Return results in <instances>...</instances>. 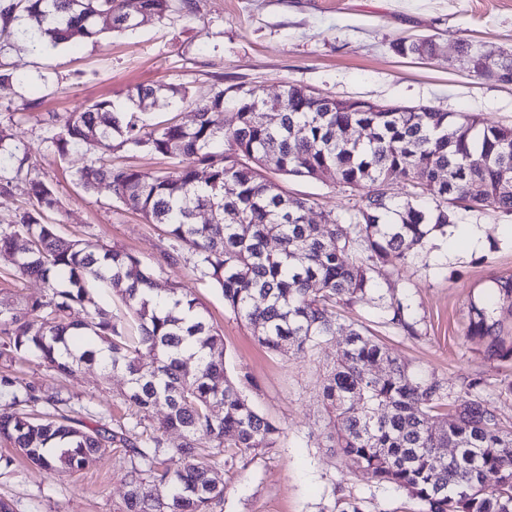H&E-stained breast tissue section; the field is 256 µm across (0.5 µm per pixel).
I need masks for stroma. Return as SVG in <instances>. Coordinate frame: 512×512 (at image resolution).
<instances>
[{"label": "stroma", "instance_id": "stroma-1", "mask_svg": "<svg viewBox=\"0 0 512 512\" xmlns=\"http://www.w3.org/2000/svg\"><path fill=\"white\" fill-rule=\"evenodd\" d=\"M16 24H0V68L13 82L0 84V126L26 148L31 176L49 182L59 199L51 215L65 238L118 245L144 263L156 264L167 241L160 225L128 210L108 186L83 191L74 174L85 155L58 159L48 150L45 113L66 115L100 98L128 107L126 93L138 85H165L197 98L215 82L224 87H261L265 96L294 83L336 98L382 104L427 105L447 112L475 113L487 122L512 125V85L470 75L457 44L482 41L512 48V0H195L194 12L173 9L167 19H148L135 30L109 33L100 43L62 45L34 51L16 35ZM436 36L439 58H403L393 41ZM37 100L35 108L26 103ZM289 191L314 200L311 223L322 212L340 210L345 198L330 185L292 177ZM460 229L427 244L410 266L390 259L380 279L412 305L418 333L408 336L380 327L379 302L366 298L354 315L376 326L390 352L413 371L444 380L452 394L470 381L512 422V399L498 394L512 378V358L491 353L489 338L467 334L471 303L493 295V282L512 276V215L461 213ZM486 227L482 250L468 251L465 225ZM161 277L190 289L207 307L224 338L227 375L254 407L285 435L275 447L249 456L226 483L223 512H331L336 497L367 498L371 512H408L405 495L347 473L342 458L319 446L326 436L321 386L336 357L338 341L306 355L274 354L224 306L210 282L190 277L183 266H166ZM21 384L78 397L87 425H109L137 414L123 404V373L104 374L100 365L58 377L36 357L17 366ZM0 498L14 512H113L125 491L124 473L112 453L87 470L48 475L0 443Z\"/></svg>", "mask_w": 512, "mask_h": 512}]
</instances>
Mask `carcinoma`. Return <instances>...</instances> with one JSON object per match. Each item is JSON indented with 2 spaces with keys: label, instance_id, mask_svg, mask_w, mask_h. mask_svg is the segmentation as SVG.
<instances>
[{
  "label": "carcinoma",
  "instance_id": "cac0c4a2",
  "mask_svg": "<svg viewBox=\"0 0 512 512\" xmlns=\"http://www.w3.org/2000/svg\"><path fill=\"white\" fill-rule=\"evenodd\" d=\"M172 2L0 0V16L23 17L18 33L33 43L96 44L107 30L166 19ZM458 49L472 61V74L512 85V49L494 57L487 44L470 40ZM392 50L432 58L440 48L423 37L398 40ZM168 91L192 108V124L152 121L161 88L139 85L127 92L129 112L102 98L53 119L50 147L60 160L85 150L77 183L86 190L106 183L125 207L163 226L164 263L183 262L211 282L261 346L304 355L336 330L347 331L324 377L322 402L333 427L330 447L349 473L406 493L416 512H512V428L482 398L479 383L454 398L448 416L445 382L412 372L364 322L338 325L332 316L378 289L389 256L409 264L429 239L446 236L460 211L512 214V192L501 189L503 174L512 177V126L431 106L338 99L297 84L283 87L280 119L271 125L256 88L218 86L201 99ZM228 100L236 112L219 124L214 116ZM351 128L371 135L352 141ZM12 140L1 127L0 158L17 160L19 173L28 155L17 156ZM114 148L171 158L173 168L108 166L98 153ZM277 175L328 183L348 205L311 224L315 202L291 194ZM393 181L405 182L403 198L384 191ZM30 194L31 206L0 227V260L41 280L44 292L0 308V365L11 368L34 353L60 377L83 364L121 371L128 378L123 401L138 408V419L91 427L71 416V398L23 387L5 371L0 395L12 401L0 413V441L54 473L85 470L112 450L126 486L115 512H222L226 484L215 470L230 472L275 447L282 430L229 382L223 336L192 292L116 245L63 238L48 220L59 205L54 189L33 181ZM202 210L211 213L207 223L198 221ZM97 284L121 301L136 332L99 305ZM495 288V296L470 307L473 335H495L498 303L512 304V277L496 280ZM387 293L381 324L415 334L409 301L392 288ZM77 306L86 312L83 321L71 319ZM159 400L167 413L135 436ZM172 430L183 433L179 448L168 445ZM442 448L455 452L444 456ZM174 456L185 461L177 471L164 467ZM149 483L168 487L167 498L148 495ZM331 512L369 510L367 501L348 495L336 498Z\"/></svg>",
  "mask_w": 512,
  "mask_h": 512
}]
</instances>
